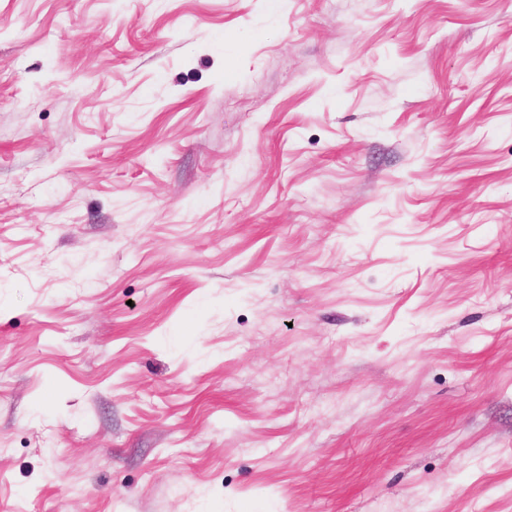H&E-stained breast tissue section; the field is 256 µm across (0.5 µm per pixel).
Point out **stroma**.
<instances>
[{
  "label": "stroma",
  "instance_id": "35a3bbf8",
  "mask_svg": "<svg viewBox=\"0 0 512 512\" xmlns=\"http://www.w3.org/2000/svg\"><path fill=\"white\" fill-rule=\"evenodd\" d=\"M0 512H512V0H0Z\"/></svg>",
  "mask_w": 512,
  "mask_h": 512
}]
</instances>
